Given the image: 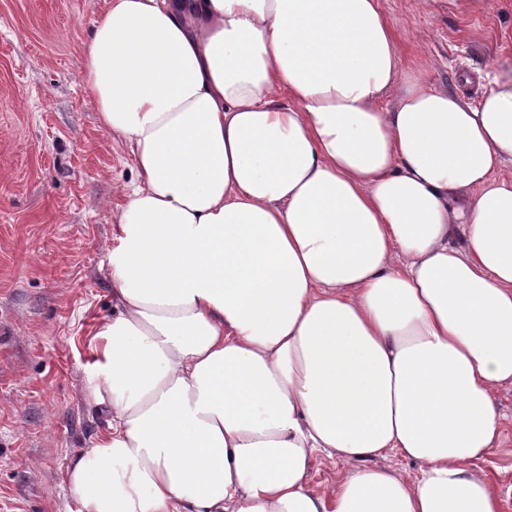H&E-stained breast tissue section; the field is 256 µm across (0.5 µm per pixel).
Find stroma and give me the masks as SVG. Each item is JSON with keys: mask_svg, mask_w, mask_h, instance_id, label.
Wrapping results in <instances>:
<instances>
[{"mask_svg": "<svg viewBox=\"0 0 512 512\" xmlns=\"http://www.w3.org/2000/svg\"><path fill=\"white\" fill-rule=\"evenodd\" d=\"M404 67L477 99L512 77V0H379ZM102 0H0V512H74L65 469L104 422L88 399L89 340L112 314L106 265L124 146L79 78ZM498 448L480 466L512 512V389L496 394Z\"/></svg>", "mask_w": 512, "mask_h": 512, "instance_id": "stroma-1", "label": "stroma"}]
</instances>
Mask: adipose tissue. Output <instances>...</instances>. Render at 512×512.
Masks as SVG:
<instances>
[{"mask_svg":"<svg viewBox=\"0 0 512 512\" xmlns=\"http://www.w3.org/2000/svg\"><path fill=\"white\" fill-rule=\"evenodd\" d=\"M79 75L136 179L77 512H501L512 81L404 70L378 0H103ZM346 474L347 469L341 466L336 457H329L324 452L317 453L308 478V487L312 491H319L323 486L344 478ZM371 464L376 467L390 468L409 482L415 479L418 471V466L416 464L403 459L396 452H389L385 457L371 461Z\"/></svg>","mask_w":512,"mask_h":512,"instance_id":"ef3b65f1","label":"adipose tissue"}]
</instances>
